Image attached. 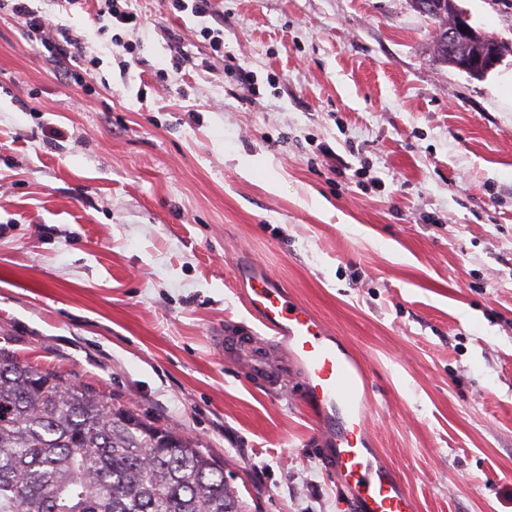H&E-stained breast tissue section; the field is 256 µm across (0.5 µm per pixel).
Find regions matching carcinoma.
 Wrapping results in <instances>:
<instances>
[{
    "mask_svg": "<svg viewBox=\"0 0 512 512\" xmlns=\"http://www.w3.org/2000/svg\"><path fill=\"white\" fill-rule=\"evenodd\" d=\"M0 512H242L224 467L85 385L0 352Z\"/></svg>",
    "mask_w": 512,
    "mask_h": 512,
    "instance_id": "obj_1",
    "label": "carcinoma"
}]
</instances>
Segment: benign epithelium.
<instances>
[{
	"mask_svg": "<svg viewBox=\"0 0 512 512\" xmlns=\"http://www.w3.org/2000/svg\"><path fill=\"white\" fill-rule=\"evenodd\" d=\"M412 5L421 14L444 19L436 39V53L444 63L473 77L486 75L500 63L499 54L494 49L480 56L462 52L464 42L477 40L480 35L456 0H412Z\"/></svg>",
	"mask_w": 512,
	"mask_h": 512,
	"instance_id": "obj_1",
	"label": "benign epithelium"
}]
</instances>
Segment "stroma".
I'll use <instances>...</instances> for the list:
<instances>
[{"mask_svg":"<svg viewBox=\"0 0 512 512\" xmlns=\"http://www.w3.org/2000/svg\"><path fill=\"white\" fill-rule=\"evenodd\" d=\"M473 78L411 0H127L122 80H66L0 15V350L177 428L244 512H347L297 394L218 350L261 270L366 368L369 445L414 512H512V9ZM224 31L214 51L202 26Z\"/></svg>","mask_w":512,"mask_h":512,"instance_id":"obj_1","label":"stroma"}]
</instances>
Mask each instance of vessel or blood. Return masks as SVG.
Instances as JSON below:
<instances>
[{
  "label": "vessel or blood",
  "instance_id": "b4317fda",
  "mask_svg": "<svg viewBox=\"0 0 512 512\" xmlns=\"http://www.w3.org/2000/svg\"><path fill=\"white\" fill-rule=\"evenodd\" d=\"M246 303L265 333L225 336V349L253 380L272 390L289 373L300 372L305 404L315 407L324 421L340 419L336 477L349 494L352 512H414L394 471L377 462L367 446L368 400L360 394L363 364L341 348L315 314L289 298L277 280L251 275Z\"/></svg>",
  "mask_w": 512,
  "mask_h": 512
}]
</instances>
